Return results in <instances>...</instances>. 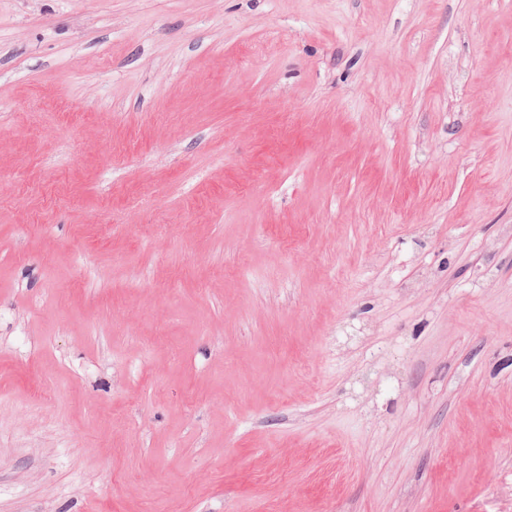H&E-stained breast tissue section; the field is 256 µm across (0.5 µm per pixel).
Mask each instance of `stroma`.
<instances>
[{
    "mask_svg": "<svg viewBox=\"0 0 512 512\" xmlns=\"http://www.w3.org/2000/svg\"><path fill=\"white\" fill-rule=\"evenodd\" d=\"M0 512H512V0H0Z\"/></svg>",
    "mask_w": 512,
    "mask_h": 512,
    "instance_id": "35a3bbf8",
    "label": "stroma"
}]
</instances>
